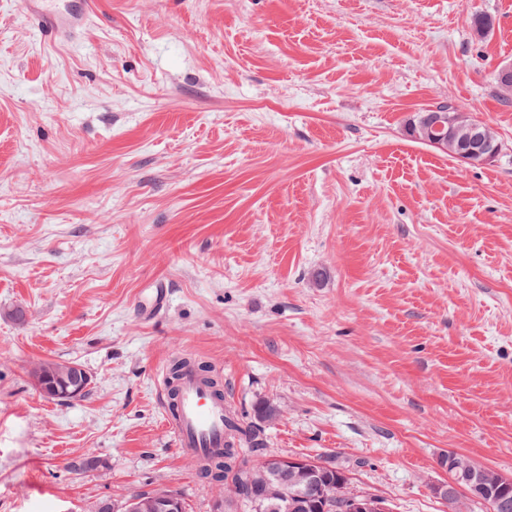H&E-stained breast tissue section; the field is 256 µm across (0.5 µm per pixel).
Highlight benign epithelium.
I'll return each mask as SVG.
<instances>
[{
  "mask_svg": "<svg viewBox=\"0 0 512 512\" xmlns=\"http://www.w3.org/2000/svg\"><path fill=\"white\" fill-rule=\"evenodd\" d=\"M496 80L503 93L512 95V63L502 66ZM409 130L416 139H421L439 152L466 163L486 164L493 161L498 147L491 144L488 130L470 112L458 108L448 109L433 106L422 109L408 122ZM32 378L39 391L46 397L69 402L85 395L91 385V375L82 367L67 365L54 369L53 382L45 381L43 369L32 370ZM448 468L456 471L458 480L468 486V495L486 504L491 512L499 508L482 482L480 470L467 460L448 455ZM266 470L286 477L294 484H310L321 477L318 465L310 460L293 456L272 455L266 460ZM382 506L371 504L368 496H354L349 501V512H380ZM129 512H183L179 500L160 493L140 499L129 507Z\"/></svg>",
  "mask_w": 512,
  "mask_h": 512,
  "instance_id": "1",
  "label": "benign epithelium"
}]
</instances>
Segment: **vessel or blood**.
Masks as SVG:
<instances>
[{"label":"vessel or blood","instance_id":"b4317fda","mask_svg":"<svg viewBox=\"0 0 512 512\" xmlns=\"http://www.w3.org/2000/svg\"><path fill=\"white\" fill-rule=\"evenodd\" d=\"M28 14L36 21L41 35L60 37L76 30L89 13L88 0H76L67 11H60L57 0H26ZM165 423L184 456L198 459L224 445L223 398L202 379L194 367L184 368L176 382V394H169L165 380H158Z\"/></svg>","mask_w":512,"mask_h":512}]
</instances>
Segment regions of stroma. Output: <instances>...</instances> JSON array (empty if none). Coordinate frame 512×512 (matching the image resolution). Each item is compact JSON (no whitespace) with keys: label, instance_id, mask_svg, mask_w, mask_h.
I'll list each match as a JSON object with an SVG mask.
<instances>
[{"label":"stroma","instance_id":"35a3bbf8","mask_svg":"<svg viewBox=\"0 0 512 512\" xmlns=\"http://www.w3.org/2000/svg\"><path fill=\"white\" fill-rule=\"evenodd\" d=\"M23 2L0 0V512H211L156 393L178 354L244 421L280 407L269 453L392 512H448L451 452L512 475V0H92L54 44ZM448 100L492 163L403 135ZM42 361L87 394L43 396ZM32 378L39 391L46 397L69 402L85 395L91 385V375L75 365L55 367L53 382L46 383L42 368L34 367ZM147 499H140L129 507V512H182L181 495L173 491H164ZM176 497L179 500H177ZM183 502V501H182Z\"/></svg>","mask_w":512,"mask_h":512}]
</instances>
